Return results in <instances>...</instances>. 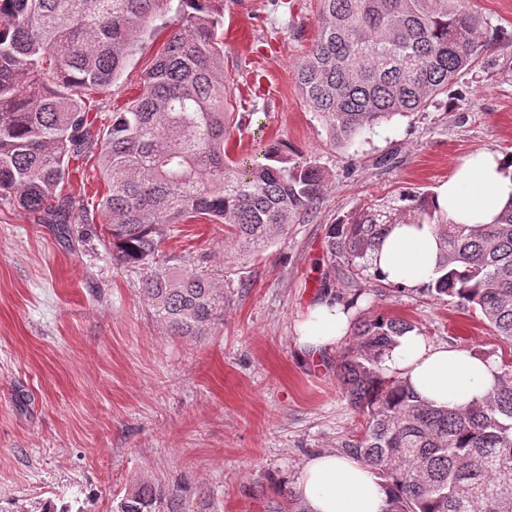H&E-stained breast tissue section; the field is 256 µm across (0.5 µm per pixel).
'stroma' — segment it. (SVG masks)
Segmentation results:
<instances>
[{
	"mask_svg": "<svg viewBox=\"0 0 512 512\" xmlns=\"http://www.w3.org/2000/svg\"><path fill=\"white\" fill-rule=\"evenodd\" d=\"M217 7L240 123L227 151L287 143L332 187L259 254L200 217L171 233L163 250L174 263L204 256L224 277L223 314L184 338L153 316L140 296L145 270L113 261L101 224L63 236L0 201V505L14 512L54 495L112 512L143 479L180 495L186 512H287L309 458L341 451L362 423L338 388L340 347L309 361L294 346L298 322L334 276L329 225L373 198L435 191L472 152L512 153V40L489 41L458 97L338 145L295 78L317 34V0ZM166 39L144 38L111 90L91 95V113L108 119L135 98ZM335 295L362 300L359 315L406 320L434 344L503 351L455 303L363 279Z\"/></svg>",
	"mask_w": 512,
	"mask_h": 512,
	"instance_id": "obj_1",
	"label": "stroma"
}]
</instances>
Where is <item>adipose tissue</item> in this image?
I'll return each mask as SVG.
<instances>
[{
    "mask_svg": "<svg viewBox=\"0 0 512 512\" xmlns=\"http://www.w3.org/2000/svg\"><path fill=\"white\" fill-rule=\"evenodd\" d=\"M512 202V159L487 149L468 155L435 192L438 209L455 224H490ZM440 242L430 224H395L375 252L371 272L385 284L424 287L437 276ZM355 309L326 295L311 305L294 344L315 357L347 339ZM386 372L404 380L422 399L451 408L483 400L498 379L497 362L475 351L436 345L409 332L387 351ZM309 512H384L383 481L360 459L330 451L312 457L298 478Z\"/></svg>",
    "mask_w": 512,
    "mask_h": 512,
    "instance_id": "ef3b65f1",
    "label": "adipose tissue"
}]
</instances>
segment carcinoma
<instances>
[{
	"label": "carcinoma",
	"mask_w": 512,
	"mask_h": 512,
	"mask_svg": "<svg viewBox=\"0 0 512 512\" xmlns=\"http://www.w3.org/2000/svg\"><path fill=\"white\" fill-rule=\"evenodd\" d=\"M215 0H0V199L46 224H90L70 189L71 164L95 159L107 190L112 258L150 270L143 298L173 336H197L224 311V285L200 263L167 267L162 245L186 218L224 225L264 248L301 222L329 176L271 142L234 158L224 149L230 104L223 15ZM317 35L297 67L304 104L338 144L418 112L474 66L488 23L466 0H319ZM173 14L176 27L109 124L85 98L120 78L138 43ZM432 192L373 200L327 229L330 259L371 278L372 253L392 224H432L441 275L419 289L488 325L512 350V202L492 224H452ZM415 330L360 317L337 363L341 391L364 417L344 444L388 488L385 512H512V365L462 408L421 399L386 375L384 354ZM114 512H185L154 481L133 484Z\"/></svg>",
	"instance_id": "1"
}]
</instances>
